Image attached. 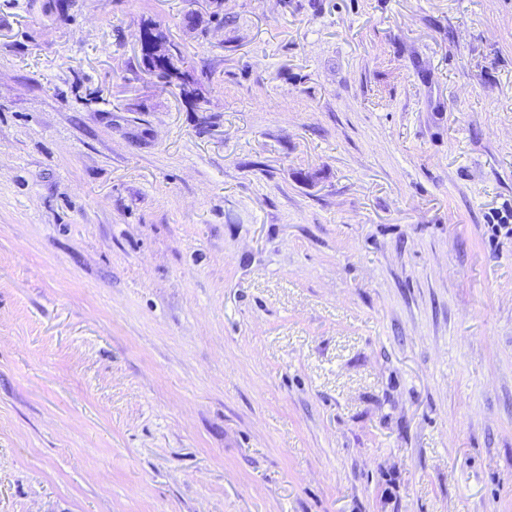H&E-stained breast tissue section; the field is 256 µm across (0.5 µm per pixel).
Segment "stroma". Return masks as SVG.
Returning a JSON list of instances; mask_svg holds the SVG:
<instances>
[{
  "label": "stroma",
  "instance_id": "obj_1",
  "mask_svg": "<svg viewBox=\"0 0 512 512\" xmlns=\"http://www.w3.org/2000/svg\"><path fill=\"white\" fill-rule=\"evenodd\" d=\"M212 12L0 0V512H512V0ZM161 37L166 40L165 36L159 32H153L152 30L145 31L143 33L142 41V58L141 61L148 67H150L159 81L165 85L170 87L174 82L173 80L181 81L180 84H177L180 87L181 94L183 95L182 86L187 84L190 87V91L186 93H190V97L195 98L197 100L199 96V81L197 79H193L192 77L186 76L185 72H182L181 68L184 64L183 57L181 52L175 48H173V52L170 55H158L154 52V39Z\"/></svg>",
  "mask_w": 512,
  "mask_h": 512
}]
</instances>
